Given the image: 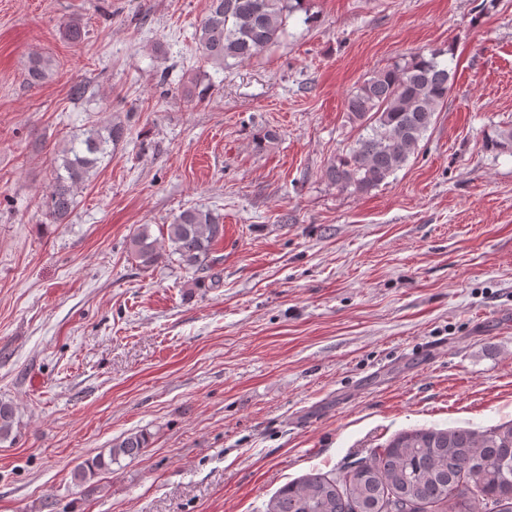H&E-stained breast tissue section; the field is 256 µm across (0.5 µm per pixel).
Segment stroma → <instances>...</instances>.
Here are the masks:
<instances>
[{"mask_svg": "<svg viewBox=\"0 0 512 512\" xmlns=\"http://www.w3.org/2000/svg\"><path fill=\"white\" fill-rule=\"evenodd\" d=\"M305 6L219 72L194 40L206 0H0V512H264L401 432L512 421V156L485 147L512 126V0ZM446 48L455 80L408 164L366 195L329 185L350 90ZM115 119L127 140L47 223L55 149ZM190 206L224 218L210 272L143 267L132 234L166 247ZM140 430L143 456L74 482Z\"/></svg>", "mask_w": 512, "mask_h": 512, "instance_id": "obj_1", "label": "stroma"}]
</instances>
